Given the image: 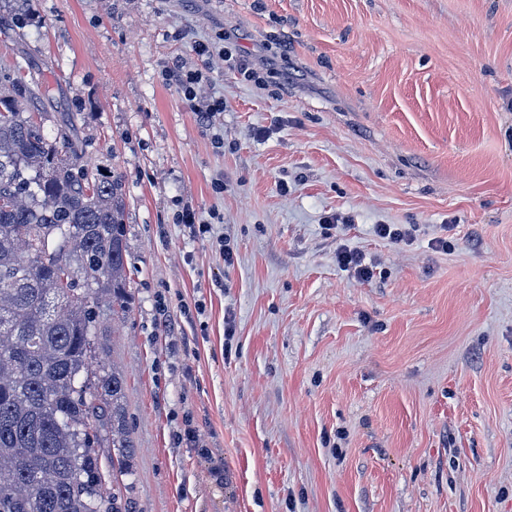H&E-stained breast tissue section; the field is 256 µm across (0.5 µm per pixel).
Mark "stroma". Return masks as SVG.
<instances>
[{"label": "stroma", "mask_w": 512, "mask_h": 512, "mask_svg": "<svg viewBox=\"0 0 512 512\" xmlns=\"http://www.w3.org/2000/svg\"><path fill=\"white\" fill-rule=\"evenodd\" d=\"M24 11L86 162L126 184L130 305L98 324L137 512H512V0ZM200 40L254 72L211 60V127L168 79ZM416 231V226L413 224H378L375 226V233L379 238L395 243H411ZM336 262L345 269H354L356 276L360 279L368 280L373 276V270L369 267L363 258V255L350 249H340L336 253Z\"/></svg>", "instance_id": "stroma-1"}]
</instances>
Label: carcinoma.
<instances>
[{
  "label": "carcinoma",
  "mask_w": 512,
  "mask_h": 512,
  "mask_svg": "<svg viewBox=\"0 0 512 512\" xmlns=\"http://www.w3.org/2000/svg\"><path fill=\"white\" fill-rule=\"evenodd\" d=\"M56 104L39 68L0 62V512H135L124 380H82L94 307L129 308L125 182L82 164L81 113L47 131Z\"/></svg>",
  "instance_id": "obj_1"
}]
</instances>
